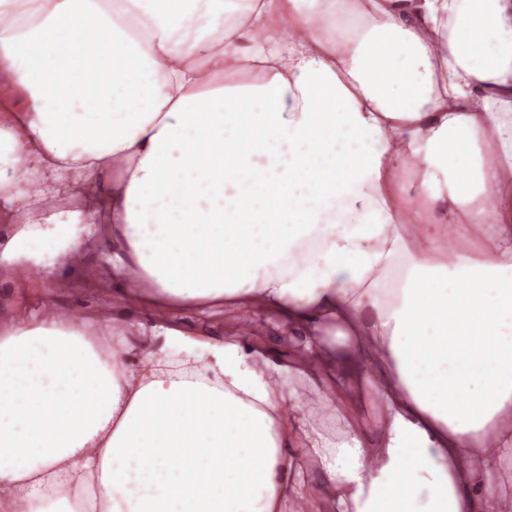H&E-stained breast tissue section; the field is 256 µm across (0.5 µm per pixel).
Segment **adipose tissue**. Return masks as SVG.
Here are the masks:
<instances>
[{
	"label": "adipose tissue",
	"mask_w": 512,
	"mask_h": 512,
	"mask_svg": "<svg viewBox=\"0 0 512 512\" xmlns=\"http://www.w3.org/2000/svg\"><path fill=\"white\" fill-rule=\"evenodd\" d=\"M103 215L137 307L306 337L0 316V512H309L311 468L336 512L512 501V0H0V281ZM175 317L177 325L187 334L207 340L223 339L232 319L222 309H214L211 314L182 313ZM254 320L258 327L255 336H261L260 339L269 346L271 357L275 361L288 358L289 353L302 339L301 336L288 332V328L268 321L261 315H255Z\"/></svg>",
	"instance_id": "obj_1"
}]
</instances>
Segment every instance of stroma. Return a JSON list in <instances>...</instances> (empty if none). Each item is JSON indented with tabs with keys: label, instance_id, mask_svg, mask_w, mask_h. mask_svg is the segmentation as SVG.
I'll return each mask as SVG.
<instances>
[{
	"label": "stroma",
	"instance_id": "1",
	"mask_svg": "<svg viewBox=\"0 0 512 512\" xmlns=\"http://www.w3.org/2000/svg\"><path fill=\"white\" fill-rule=\"evenodd\" d=\"M111 234L110 223L100 224L98 235L85 241L83 263L65 272L69 287L55 293L45 292L43 270L36 266L27 273L25 283L0 281V309L37 310L49 302L57 313L65 316L112 320L116 333L126 335L136 347H161L162 338L153 336L151 331L157 314L127 306L117 295L118 289L132 281V273L98 260V252Z\"/></svg>",
	"mask_w": 512,
	"mask_h": 512
}]
</instances>
